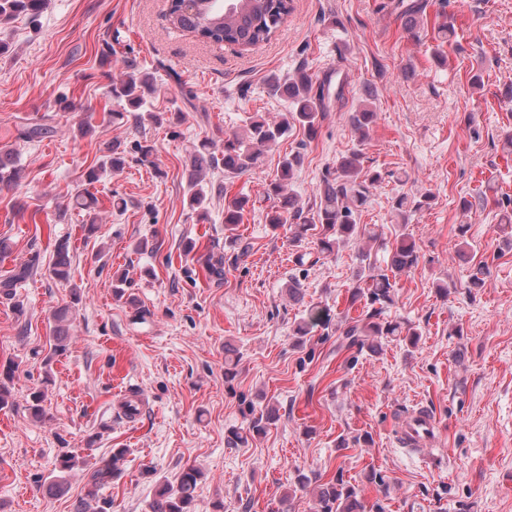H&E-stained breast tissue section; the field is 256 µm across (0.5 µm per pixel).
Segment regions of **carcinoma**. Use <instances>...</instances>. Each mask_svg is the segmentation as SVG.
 <instances>
[{
    "instance_id": "obj_1",
    "label": "carcinoma",
    "mask_w": 512,
    "mask_h": 512,
    "mask_svg": "<svg viewBox=\"0 0 512 512\" xmlns=\"http://www.w3.org/2000/svg\"><path fill=\"white\" fill-rule=\"evenodd\" d=\"M167 15L170 24L185 35L215 45H234L249 48L269 41L279 27L292 13L293 0H231L233 8L225 10L218 4H204L194 8L185 0H167ZM45 7V0H0V22L12 20L20 15L36 21ZM394 9L404 19L406 29H417L419 16L424 12L423 0H395ZM435 38L439 41L433 52L437 64H444L445 54L442 47L455 38L453 23L444 21L436 28ZM273 86L284 95L290 104V111L283 114L278 121H271L256 114L249 118V123L240 132L224 135V149L218 153L211 141L205 139L193 146L190 152V182L188 205L196 212L202 222L208 220L207 192L203 185L206 174L210 171L223 170L224 175L236 177L249 171L256 164L264 149L278 142L288 131L300 126L309 134L316 133L319 121L329 107L330 86L313 81V77L302 71L294 78L281 82L273 80ZM155 92L154 77L143 70L135 61L125 63L124 70L112 80L110 93L112 99L122 105V110L112 113V119L122 120L127 116L142 123L148 117L156 125L166 121L162 112H149L142 115L148 104V97ZM373 92L364 90V99L359 107L350 113L349 121L359 143H364L377 121V112L370 100ZM126 150L116 142L109 147L107 163L114 170L126 164ZM361 150L354 149L348 155L336 161V167L326 171L322 179L319 205L307 224L294 225L293 240L298 241L307 235L309 227L319 224L322 237L318 247L322 252H331L341 242L367 241L369 244L379 241L378 234L360 225L355 213L365 207L369 201L370 189L380 180L377 172H365L362 167ZM303 163L299 151H290L280 162L277 178L270 182L266 193L278 200V207L267 213L270 226L277 228L286 223L287 218H299L302 207L296 195L289 192L298 170ZM22 166L17 158L0 151V189L14 188L22 179ZM431 195L402 193L393 199L392 209L401 225L407 224L411 214L430 205ZM249 197L234 198L224 207V229L233 230V226L242 223L244 211L248 208ZM73 206L89 216L86 230L90 233L96 229L98 202L87 194H78L73 198ZM420 255L415 240L402 232L396 237V244L391 249L385 264H380L372 255L369 245L359 251L360 266L356 272V281L350 291V303L365 302L370 310L354 321L346 323L342 335L347 346L376 354L381 348V341L389 337L405 335L410 344L417 343L419 332L396 319L385 317V311L394 304V283L397 276L410 271L418 265ZM39 255L16 265L13 273L0 280V304H10L17 315H24V308L17 300V289L33 275L38 265ZM74 269L68 245L61 243L56 247L54 258L49 267L51 279L68 284L73 278ZM73 307L65 305L53 313V353L59 355L66 351L68 340V323ZM328 328V317L318 304H311L304 309V314L294 328L296 345L304 346L307 337L316 327ZM237 356L233 348L224 347V380L232 381L236 376ZM45 392L42 390L30 394L28 410L36 419L46 417L42 405ZM243 415L247 420L244 428L232 429L226 437L227 445L236 448L248 443L254 437H260L275 423L278 413L273 407L257 408L250 401L245 404ZM124 449L119 448L109 459H102L93 464L88 472L87 492L79 502L76 512H112V500L100 495V491L112 483L120 474L118 463L122 460ZM78 463L77 455L67 452L58 460V475L42 484L51 496L65 492L67 482L65 473ZM202 478L201 472L194 466L184 468L176 483L162 482L158 485L153 500L149 504L150 512H197L196 492ZM296 485L301 488L314 486L317 512H366L365 505L356 488L345 482L342 474L322 481V477L312 472H300Z\"/></svg>"
}]
</instances>
